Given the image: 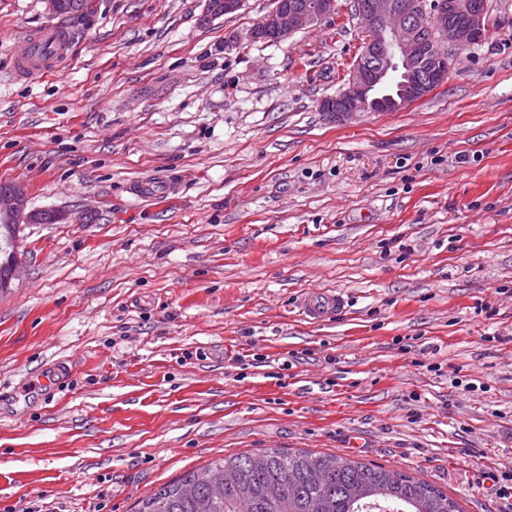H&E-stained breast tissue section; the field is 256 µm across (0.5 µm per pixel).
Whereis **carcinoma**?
<instances>
[{
	"instance_id": "obj_1",
	"label": "carcinoma",
	"mask_w": 512,
	"mask_h": 512,
	"mask_svg": "<svg viewBox=\"0 0 512 512\" xmlns=\"http://www.w3.org/2000/svg\"><path fill=\"white\" fill-rule=\"evenodd\" d=\"M88 0H60L78 18ZM139 512H462L427 481L346 455L263 448L189 472L143 500Z\"/></svg>"
}]
</instances>
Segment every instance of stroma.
Masks as SVG:
<instances>
[{"instance_id":"1","label":"stroma","mask_w":512,"mask_h":512,"mask_svg":"<svg viewBox=\"0 0 512 512\" xmlns=\"http://www.w3.org/2000/svg\"><path fill=\"white\" fill-rule=\"evenodd\" d=\"M273 2L0 0V183L62 215L0 291V512H138L261 448L512 512V0L442 85L341 120L320 102L358 56L351 0L252 41ZM53 23L68 56L17 80ZM313 291L345 305L309 320ZM48 13L55 14L58 9L57 0H45ZM57 15L79 18L88 8L87 0H60Z\"/></svg>"}]
</instances>
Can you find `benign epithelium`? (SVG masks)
I'll return each mask as SVG.
<instances>
[{"label":"benign epithelium","mask_w":512,"mask_h":512,"mask_svg":"<svg viewBox=\"0 0 512 512\" xmlns=\"http://www.w3.org/2000/svg\"><path fill=\"white\" fill-rule=\"evenodd\" d=\"M336 0H294L278 5L265 14L251 32L255 41L281 42L295 33L321 24L336 14ZM357 11L365 35L356 65L350 71L345 87L321 101L323 112L336 117H349L364 110L367 101L375 109L386 111L390 104L379 98L369 99L370 91L397 70L403 71L402 103L411 104L432 85L447 78L450 66L442 64L429 70L420 68L422 59L442 47L465 50L485 39L490 33L489 0H448L427 4L420 0L406 7L399 0H359ZM439 33L442 44L428 41ZM28 193L19 183L8 191H0V227L9 243L3 266L7 275L0 278V290L10 287L20 268V237L23 225L30 223L27 210Z\"/></svg>","instance_id":"obj_1"}]
</instances>
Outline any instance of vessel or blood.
I'll list each match as a JSON object with an SVG mask.
<instances>
[{
    "mask_svg": "<svg viewBox=\"0 0 512 512\" xmlns=\"http://www.w3.org/2000/svg\"><path fill=\"white\" fill-rule=\"evenodd\" d=\"M71 45L67 28L49 25L27 38L22 53L15 59V72L23 79H35L53 69L59 59L65 58ZM343 302L332 292L308 293L302 303L303 314L317 320L336 310Z\"/></svg>",
    "mask_w": 512,
    "mask_h": 512,
    "instance_id": "vessel-or-blood-1",
    "label": "vessel or blood"
}]
</instances>
